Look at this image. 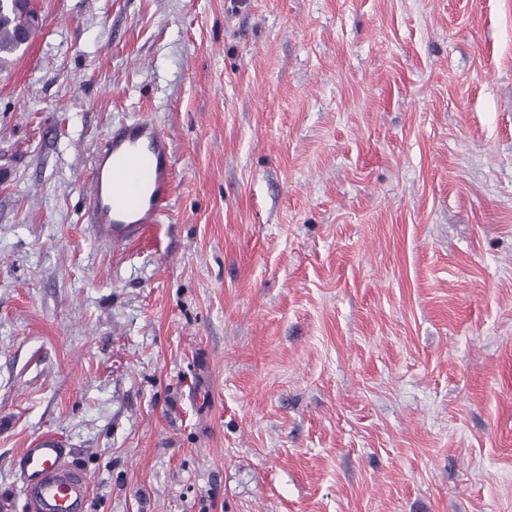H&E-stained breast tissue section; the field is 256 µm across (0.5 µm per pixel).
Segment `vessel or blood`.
I'll return each mask as SVG.
<instances>
[{
    "label": "vessel or blood",
    "instance_id": "vessel-or-blood-1",
    "mask_svg": "<svg viewBox=\"0 0 512 512\" xmlns=\"http://www.w3.org/2000/svg\"><path fill=\"white\" fill-rule=\"evenodd\" d=\"M174 165L170 138L149 118L111 127L92 170L86 212L94 235L122 249L169 211ZM14 464L27 512H87L90 481L57 436L22 449Z\"/></svg>",
    "mask_w": 512,
    "mask_h": 512
}]
</instances>
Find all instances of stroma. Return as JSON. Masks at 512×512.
<instances>
[{
    "label": "stroma",
    "instance_id": "stroma-1",
    "mask_svg": "<svg viewBox=\"0 0 512 512\" xmlns=\"http://www.w3.org/2000/svg\"><path fill=\"white\" fill-rule=\"evenodd\" d=\"M0 65V512H512V0H42ZM172 137L114 251L111 126ZM174 165L170 137L150 118L111 127L92 170L86 212L94 235L115 249L141 239L168 214ZM70 449L47 434L14 459L20 473V494L27 512H86L90 481L69 460Z\"/></svg>",
    "mask_w": 512,
    "mask_h": 512
}]
</instances>
